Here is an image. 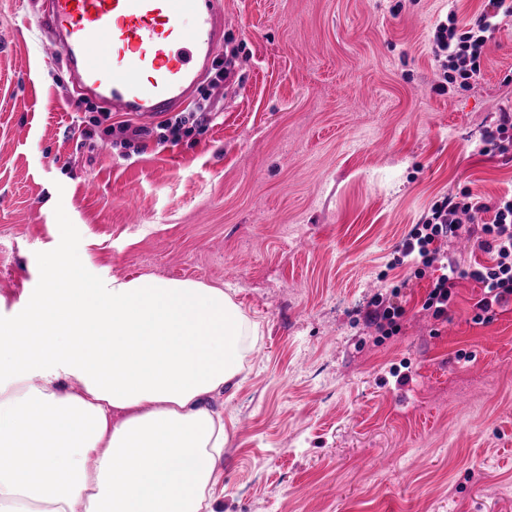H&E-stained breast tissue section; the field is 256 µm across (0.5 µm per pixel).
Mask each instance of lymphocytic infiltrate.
Returning <instances> with one entry per match:
<instances>
[{
  "label": "lymphocytic infiltrate",
  "mask_w": 512,
  "mask_h": 512,
  "mask_svg": "<svg viewBox=\"0 0 512 512\" xmlns=\"http://www.w3.org/2000/svg\"><path fill=\"white\" fill-rule=\"evenodd\" d=\"M512 16V0H485L482 12L467 25H460L456 13L439 24L434 34V54L445 58L448 83L469 86L481 73V61L489 42L499 30L498 16ZM471 218L492 213L490 222L477 227L480 248L490 256L486 265L463 268L456 261L445 260L440 253L442 240L460 236L463 226L459 213ZM399 252L415 268L416 276L443 264L445 271L431 283L423 307L434 318L447 317L459 279L471 278L482 286V294L474 303L475 323L491 319L495 307L512 301V192L487 203L479 196L465 194L463 199L449 196L434 204L430 215L413 225L399 245Z\"/></svg>",
  "instance_id": "lymphocytic-infiltrate-1"
}]
</instances>
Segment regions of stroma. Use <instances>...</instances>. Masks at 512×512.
<instances>
[{
    "mask_svg": "<svg viewBox=\"0 0 512 512\" xmlns=\"http://www.w3.org/2000/svg\"><path fill=\"white\" fill-rule=\"evenodd\" d=\"M482 0H224L214 115L178 143L85 141L36 0H0V318L60 253L96 281L156 275L224 288L257 334L237 386L209 399L229 435L217 512H512V302L444 319L394 262L447 195L494 202L512 152V18L480 78L445 93L433 35ZM445 84V83H444ZM399 289L397 332L366 314ZM511 121V115L504 113L495 130L486 131L484 142L490 147L485 146L483 151H491L493 148V150L504 152L509 149V146L511 147V134H508V128L512 126Z\"/></svg>",
    "mask_w": 512,
    "mask_h": 512,
    "instance_id": "stroma-1",
    "label": "stroma"
}]
</instances>
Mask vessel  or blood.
<instances>
[{
    "mask_svg": "<svg viewBox=\"0 0 512 512\" xmlns=\"http://www.w3.org/2000/svg\"><path fill=\"white\" fill-rule=\"evenodd\" d=\"M77 98L150 121L180 111L224 41L223 0H39Z\"/></svg>",
    "mask_w": 512,
    "mask_h": 512,
    "instance_id": "b4317fda",
    "label": "vessel or blood"
}]
</instances>
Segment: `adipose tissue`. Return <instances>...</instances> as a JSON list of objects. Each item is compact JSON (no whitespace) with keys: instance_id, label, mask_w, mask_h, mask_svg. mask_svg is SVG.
Wrapping results in <instances>:
<instances>
[{"instance_id":"ef3b65f1","label":"adipose tissue","mask_w":512,"mask_h":512,"mask_svg":"<svg viewBox=\"0 0 512 512\" xmlns=\"http://www.w3.org/2000/svg\"><path fill=\"white\" fill-rule=\"evenodd\" d=\"M248 333L223 289L92 282L51 255L0 319V512H216L224 422L208 398Z\"/></svg>"}]
</instances>
